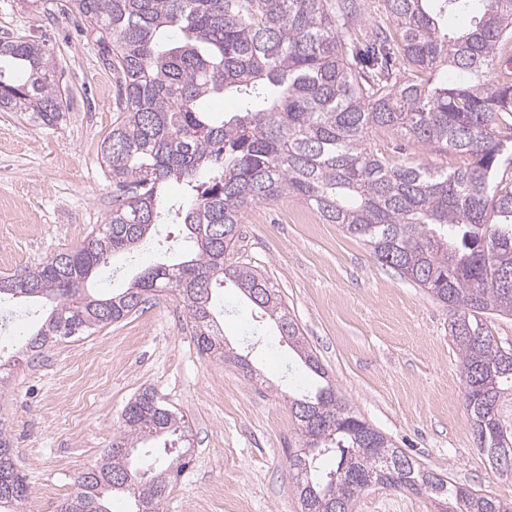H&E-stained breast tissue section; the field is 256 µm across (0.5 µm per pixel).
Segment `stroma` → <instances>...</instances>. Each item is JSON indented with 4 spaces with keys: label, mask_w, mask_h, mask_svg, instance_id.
Returning <instances> with one entry per match:
<instances>
[{
    "label": "stroma",
    "mask_w": 512,
    "mask_h": 512,
    "mask_svg": "<svg viewBox=\"0 0 512 512\" xmlns=\"http://www.w3.org/2000/svg\"><path fill=\"white\" fill-rule=\"evenodd\" d=\"M59 3L0 0V37L44 43L69 89L56 127L0 112V278L77 246L112 207L99 154L115 116L108 49ZM372 141L392 160L460 163L392 132H376ZM163 231L135 256L119 253L93 270L97 293H120L145 269L174 263L169 243L184 242L185 227ZM240 234L235 260L263 271L279 290L329 380L362 418L421 467L512 501V476L494 472L472 435L447 308L301 199L249 207ZM214 295L224 341L248 368L202 356L170 291L86 339L21 359L18 350L51 306L0 298V312L17 320L11 341L0 344V360L15 362L0 389V415L10 420L16 463L29 481L24 512H56L77 475L110 448L127 403L146 388L192 431L191 463L163 512H300L288 454L302 439L288 401L310 392L314 380L238 288L228 283ZM50 485L57 495L47 501ZM353 512L436 509L426 495L374 486Z\"/></svg>",
    "instance_id": "1"
}]
</instances>
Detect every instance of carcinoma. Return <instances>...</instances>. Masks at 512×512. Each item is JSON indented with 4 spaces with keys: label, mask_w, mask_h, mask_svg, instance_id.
<instances>
[{
    "label": "carcinoma",
    "mask_w": 512,
    "mask_h": 512,
    "mask_svg": "<svg viewBox=\"0 0 512 512\" xmlns=\"http://www.w3.org/2000/svg\"><path fill=\"white\" fill-rule=\"evenodd\" d=\"M395 29L368 41L345 36L360 0H64L111 49L116 117L100 147L112 178V211L82 243L16 277L0 295L54 301L22 353L137 313L167 288L187 310L186 327L206 356L252 372L226 347L213 316V285L229 281L262 309L318 378L326 372L268 278L227 262L246 209L284 197L304 200L328 224L365 242L375 260L448 307L461 364L463 405L474 440L497 473H512V433L498 417L512 393V348L499 344L483 317L512 316V154L498 138L512 123V79L486 74L512 52V0H383ZM471 16L448 32V16ZM448 65L454 80L439 77ZM67 88L45 46L0 40V112L39 127L63 119ZM231 95L229 117L206 102ZM389 130L437 153L462 159L453 170L393 162L371 147ZM182 193L166 197L167 184ZM183 224L192 252L157 265L125 291L85 292L92 270ZM303 448L290 456L302 512H351L373 485L430 496L437 512H512L490 493L428 471L373 428L331 383L291 401ZM184 416L145 388L122 414L112 445L76 479L58 512H110L115 496L134 512L158 505L189 466L190 448H163L167 466L145 480L133 453L147 436L186 437ZM336 451V470L317 456ZM29 484L0 426V512H21Z\"/></svg>",
    "instance_id": "obj_1"
}]
</instances>
